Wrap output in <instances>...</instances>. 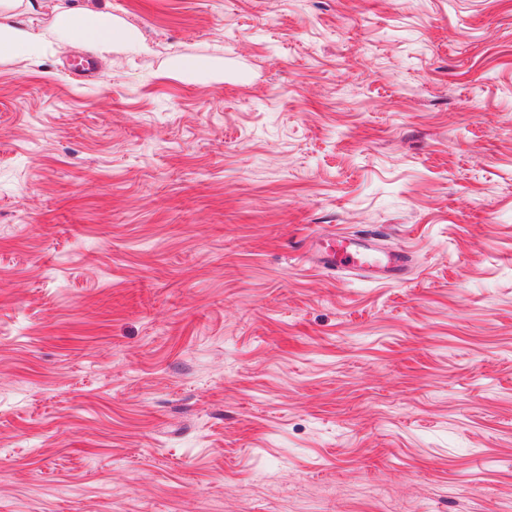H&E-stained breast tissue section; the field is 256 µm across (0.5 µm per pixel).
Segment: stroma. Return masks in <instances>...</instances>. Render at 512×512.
I'll list each match as a JSON object with an SVG mask.
<instances>
[{
  "instance_id": "obj_1",
  "label": "stroma",
  "mask_w": 512,
  "mask_h": 512,
  "mask_svg": "<svg viewBox=\"0 0 512 512\" xmlns=\"http://www.w3.org/2000/svg\"><path fill=\"white\" fill-rule=\"evenodd\" d=\"M97 2L0 59V512H512V0ZM22 4L33 6L31 0L0 1V56L37 58L50 42L86 46L105 53H112L115 46L135 53L148 50L136 31L116 24L110 13L87 4L57 10L49 28L41 31L14 20L12 11ZM334 242L333 247L316 250L314 260L319 267L348 272L376 269L385 278L398 279L411 266V258L405 251H383L375 244L347 237H336Z\"/></svg>"
}]
</instances>
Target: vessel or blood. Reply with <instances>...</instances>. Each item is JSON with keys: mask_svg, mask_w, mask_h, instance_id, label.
I'll return each mask as SVG.
<instances>
[{"mask_svg": "<svg viewBox=\"0 0 512 512\" xmlns=\"http://www.w3.org/2000/svg\"><path fill=\"white\" fill-rule=\"evenodd\" d=\"M314 260L319 267L330 271L375 269L389 279L400 278L411 266V258L406 252L383 251L376 245L347 237L336 238L333 247L316 250Z\"/></svg>", "mask_w": 512, "mask_h": 512, "instance_id": "b4317fda", "label": "vessel or blood"}]
</instances>
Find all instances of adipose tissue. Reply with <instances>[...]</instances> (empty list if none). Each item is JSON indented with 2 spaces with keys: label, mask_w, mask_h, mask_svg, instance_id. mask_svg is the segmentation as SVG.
<instances>
[{
  "label": "adipose tissue",
  "mask_w": 512,
  "mask_h": 512,
  "mask_svg": "<svg viewBox=\"0 0 512 512\" xmlns=\"http://www.w3.org/2000/svg\"><path fill=\"white\" fill-rule=\"evenodd\" d=\"M22 3L23 0H0V56L33 59L51 42L105 53L117 46L135 53L147 50L136 31L116 24L110 13L89 5L59 9L49 28L37 31L15 21L13 11Z\"/></svg>",
  "instance_id": "1"
}]
</instances>
